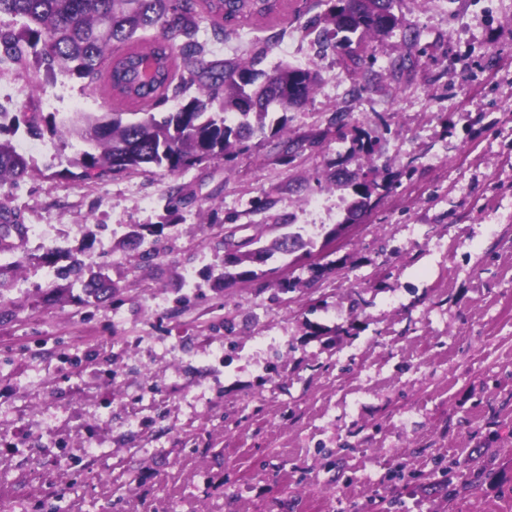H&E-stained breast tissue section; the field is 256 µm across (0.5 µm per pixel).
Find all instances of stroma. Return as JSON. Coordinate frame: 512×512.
I'll use <instances>...</instances> for the list:
<instances>
[{"label": "stroma", "instance_id": "obj_1", "mask_svg": "<svg viewBox=\"0 0 512 512\" xmlns=\"http://www.w3.org/2000/svg\"><path fill=\"white\" fill-rule=\"evenodd\" d=\"M284 4L287 26L241 23L213 57L267 38L262 69L319 72L286 133L98 183L63 176L58 137L0 188L119 287L57 288L27 241L0 298V512H512V0H397L416 46L376 41L354 77L300 32L328 0ZM66 86L57 119L113 107ZM366 177L394 189L335 247L217 283L225 228L334 226ZM175 183L195 200L171 207ZM130 224L162 226L158 259L120 245ZM439 457L500 474L451 507Z\"/></svg>", "mask_w": 512, "mask_h": 512}]
</instances>
